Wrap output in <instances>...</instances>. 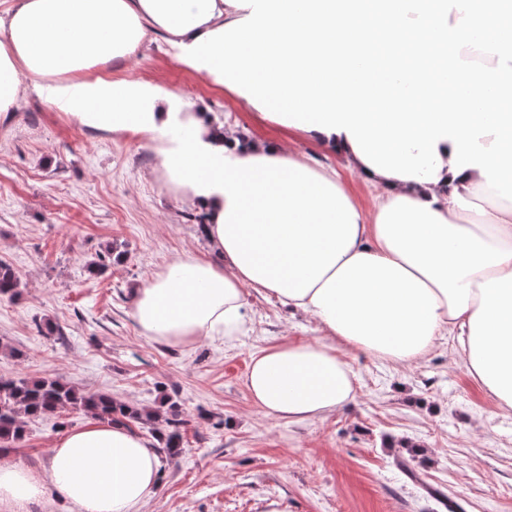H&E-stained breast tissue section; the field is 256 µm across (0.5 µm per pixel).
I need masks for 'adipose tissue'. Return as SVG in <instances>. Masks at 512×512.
Returning a JSON list of instances; mask_svg holds the SVG:
<instances>
[{"label": "adipose tissue", "instance_id": "ef3b65f1", "mask_svg": "<svg viewBox=\"0 0 512 512\" xmlns=\"http://www.w3.org/2000/svg\"><path fill=\"white\" fill-rule=\"evenodd\" d=\"M246 16L224 0H11L0 10V123L35 89L86 128L149 141L171 131L161 173L203 212L209 252L178 254L144 281L135 318L149 339L178 346L251 331V291L313 317L326 339L288 340L251 360L246 387L267 416L319 420L354 399L356 375L335 341L409 364L447 336L511 410L512 204L495 201L479 169L451 172L452 141L437 145L438 182L423 183L375 172L347 134L299 130L339 170L109 74L149 33L189 45ZM159 466L155 444L98 420L55 441L44 473L0 461V512H26L48 485L75 512H142Z\"/></svg>", "mask_w": 512, "mask_h": 512}]
</instances>
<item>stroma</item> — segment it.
I'll return each instance as SVG.
<instances>
[{"label":"stroma","mask_w":512,"mask_h":512,"mask_svg":"<svg viewBox=\"0 0 512 512\" xmlns=\"http://www.w3.org/2000/svg\"><path fill=\"white\" fill-rule=\"evenodd\" d=\"M114 78L145 81L229 123L324 164L315 144L260 123L162 37L146 40ZM152 143L77 125L28 94L0 127V261L19 294L0 296V377L56 378L137 408L178 405L181 442L161 460L146 512H512V410L467 373L455 341L394 366L351 352L354 400L322 421L266 416L245 377L251 356L315 340V321L249 295L255 328L231 343L171 347L144 336L134 292L175 255L208 251L198 210L176 200ZM123 256L99 275L106 249ZM65 410L28 421L7 455L42 471L54 442L90 423Z\"/></svg>","instance_id":"stroma-1"}]
</instances>
